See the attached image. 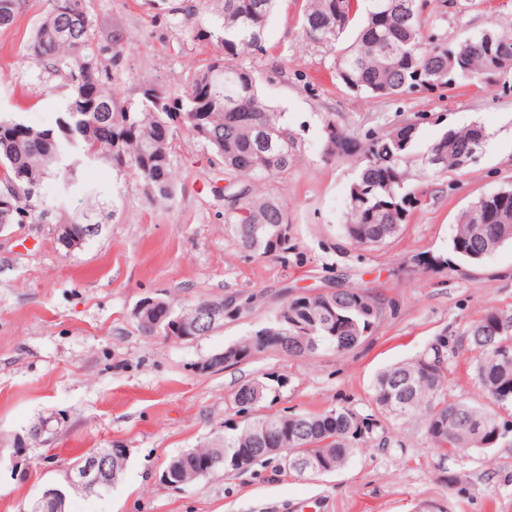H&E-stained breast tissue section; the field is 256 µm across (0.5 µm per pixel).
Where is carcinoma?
I'll list each match as a JSON object with an SVG mask.
<instances>
[{
	"mask_svg": "<svg viewBox=\"0 0 512 512\" xmlns=\"http://www.w3.org/2000/svg\"><path fill=\"white\" fill-rule=\"evenodd\" d=\"M213 5L208 28L195 26L202 2ZM277 0H143L148 9L164 12L170 23L189 30L195 40L213 41L220 53L200 65L183 94L145 86L139 103H117L113 70L120 66L130 42L113 35L97 38L91 0H48V10L34 28L25 57L69 87L55 125L34 128L0 118V189L11 192V210H0V224H26L52 217L66 196L82 185L85 168L98 160L131 172L147 198L170 201L176 192V140L185 129L210 151L224 173V224L239 247L256 259H288L293 250L288 207L262 191L265 182L283 178L297 165V137L283 113L260 95V76L252 60L264 55V31ZM25 0H0V31L11 28ZM432 0H302L299 13L306 43L332 55L331 68L351 92L368 100L433 92L459 80H478L488 91L512 73V33L499 30L496 16L477 33L448 42L425 29ZM323 157L333 160L353 150L360 169L348 188L344 235L357 247H376L394 237L418 203L410 188L409 166L421 163L433 179L462 169L460 158L476 156L487 139L473 124L449 130L421 155L414 154L418 123L405 122L388 133L366 132L364 140L336 128L334 114L323 119ZM60 182L57 198L42 193L46 178ZM501 202L495 193L478 197L458 218L449 250L463 262H479L505 243H512V216L495 219ZM93 215L68 222L71 237L91 239ZM224 301L217 295L179 307L168 302L171 315L199 322L203 337L224 326L198 319L199 308ZM288 313L280 338L244 341L252 352L275 349L303 357L321 348L338 353L359 346L377 327L383 302L359 286L303 294L287 300L276 316ZM137 327L153 335V321L165 314L133 313ZM470 354L475 379L490 403L476 406L448 399V337L432 340L418 357L381 371L375 381L376 407L396 418H419L431 446L441 455L463 449L485 451L512 446V422L492 407L512 405V314L491 309L473 321L456 340ZM275 385L256 379L234 395L239 412L275 400ZM372 419L350 407L319 413L273 414L225 423L224 433L208 447L176 455L180 469L172 481L186 484L234 471L233 460L248 463L302 457L314 476L342 470L360 440L371 433ZM288 435L282 451L276 438Z\"/></svg>",
	"mask_w": 512,
	"mask_h": 512,
	"instance_id": "1",
	"label": "carcinoma"
}]
</instances>
